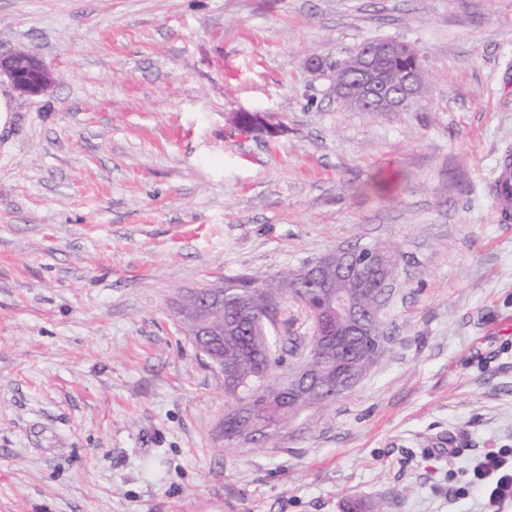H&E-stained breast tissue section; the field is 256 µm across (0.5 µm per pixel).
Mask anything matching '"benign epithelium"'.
I'll use <instances>...</instances> for the list:
<instances>
[{
	"label": "benign epithelium",
	"instance_id": "obj_1",
	"mask_svg": "<svg viewBox=\"0 0 512 512\" xmlns=\"http://www.w3.org/2000/svg\"><path fill=\"white\" fill-rule=\"evenodd\" d=\"M401 54L411 56L413 64L393 80L387 70V62ZM2 75L21 96L43 94L53 84L52 73L44 62L21 49L7 55L0 53ZM424 85L423 69L414 49L392 39H377L362 46L355 63L341 67L334 78L337 94L347 96L353 88L356 94L352 100L359 107L382 112H391L418 102ZM394 259V253L383 247L340 248L295 271V277L300 287L319 289L322 307L318 315L336 320L337 336H378L380 325L377 317L383 302L374 304L371 314L364 318L357 307L336 289V282L345 279L358 284L357 272L361 265L366 264L378 270L382 277L381 288L385 292L395 280ZM330 379L331 372L324 369L316 350L312 348L306 364L288 379V386L266 390L262 400L265 403L284 398L300 401L313 392L322 391Z\"/></svg>",
	"mask_w": 512,
	"mask_h": 512
}]
</instances>
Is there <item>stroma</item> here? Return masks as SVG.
Here are the masks:
<instances>
[{
  "mask_svg": "<svg viewBox=\"0 0 512 512\" xmlns=\"http://www.w3.org/2000/svg\"><path fill=\"white\" fill-rule=\"evenodd\" d=\"M380 38L424 94L347 108L331 66ZM16 47L55 83L0 81V512H483L474 459L512 448V0H0ZM373 245L383 356L267 447L226 441L182 298ZM311 334L288 303L268 383ZM495 200L498 221H506L512 210V161L508 156L503 158L499 167Z\"/></svg>",
  "mask_w": 512,
  "mask_h": 512,
  "instance_id": "1",
  "label": "stroma"
}]
</instances>
